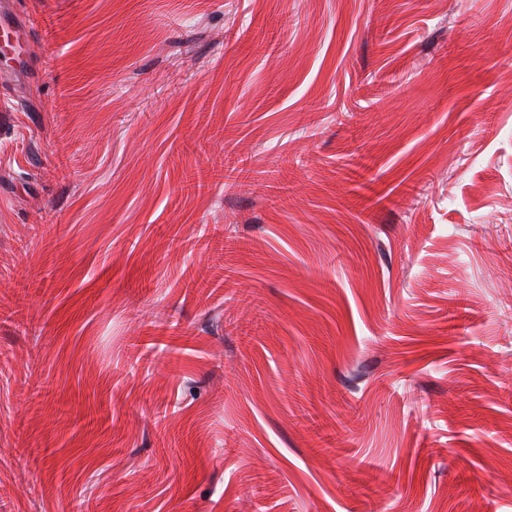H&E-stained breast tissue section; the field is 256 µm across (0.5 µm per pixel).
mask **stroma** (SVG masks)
Returning a JSON list of instances; mask_svg holds the SVG:
<instances>
[{
  "label": "stroma",
  "mask_w": 512,
  "mask_h": 512,
  "mask_svg": "<svg viewBox=\"0 0 512 512\" xmlns=\"http://www.w3.org/2000/svg\"><path fill=\"white\" fill-rule=\"evenodd\" d=\"M449 2L10 0L0 512H512V0Z\"/></svg>",
  "instance_id": "stroma-1"
}]
</instances>
